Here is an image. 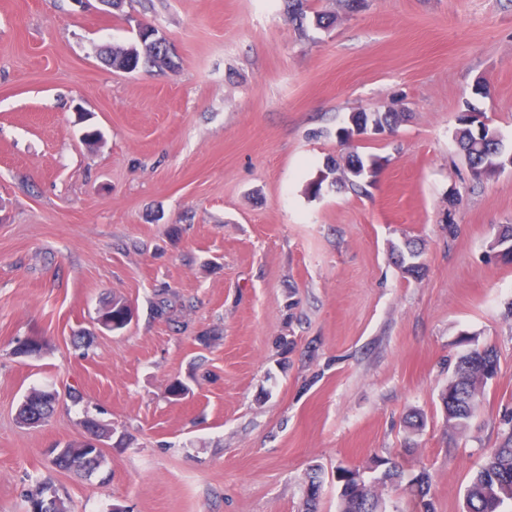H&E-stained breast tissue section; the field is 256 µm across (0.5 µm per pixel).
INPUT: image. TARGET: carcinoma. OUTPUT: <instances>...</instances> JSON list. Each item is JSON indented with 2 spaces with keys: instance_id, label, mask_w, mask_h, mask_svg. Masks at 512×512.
<instances>
[{
  "instance_id": "obj_1",
  "label": "carcinoma",
  "mask_w": 512,
  "mask_h": 512,
  "mask_svg": "<svg viewBox=\"0 0 512 512\" xmlns=\"http://www.w3.org/2000/svg\"><path fill=\"white\" fill-rule=\"evenodd\" d=\"M289 20L297 26V30L305 31V21L310 12L309 0H286ZM102 60L114 70L130 68H158L160 70H176L178 64L174 59L161 58V50L149 34L144 33L140 38L133 40L130 46L114 48L104 53ZM474 108L467 107L458 115L461 128L457 132V140L467 164L471 168L485 167L499 159L502 141L495 137L483 138L479 142L474 137L472 119L468 113ZM405 113L388 111L367 112L365 110L353 112L349 119L373 123L389 131L394 130L404 121ZM377 164V159L369 157L364 160L357 154H351L344 162L333 161L332 173L337 175L335 183L351 187L360 186L366 178L362 173L366 163ZM397 262L410 274H417L421 270L418 265L422 257V250L414 243L407 242L404 248L393 247ZM125 303L114 300L99 315L98 322L108 331L122 329L127 325L124 321ZM43 343L41 338L30 336L19 344L16 354L20 356H36L41 353ZM500 365L498 352L495 347L486 345L463 351L454 366L452 374L448 377V384L442 390L440 399L443 405L446 424L456 431H465L469 428L478 408L481 397L488 385L491 375L486 365ZM55 391L50 389H34L21 403L17 418L23 421H38L52 415V404ZM85 432L110 436L112 429L102 424L93 415H85L82 420ZM87 453L74 444H67L55 462L54 466L64 472L87 474ZM370 469L377 472V476L370 481H358L355 473L348 468L340 467L337 470L339 489L338 512H385L383 500L379 491L391 485L396 488L407 482V489L420 500L424 512H434L433 502L428 499L430 494L429 477L421 471L409 480H404V472L399 464L391 458L381 457L373 461ZM320 486L317 473L309 476L306 512H316V500ZM49 487L39 484L24 494L28 512H65L64 502L59 497L47 500ZM464 502L467 512H504V507L512 503V417L504 420L498 443L485 451L482 462L472 475L465 489Z\"/></svg>"
}]
</instances>
